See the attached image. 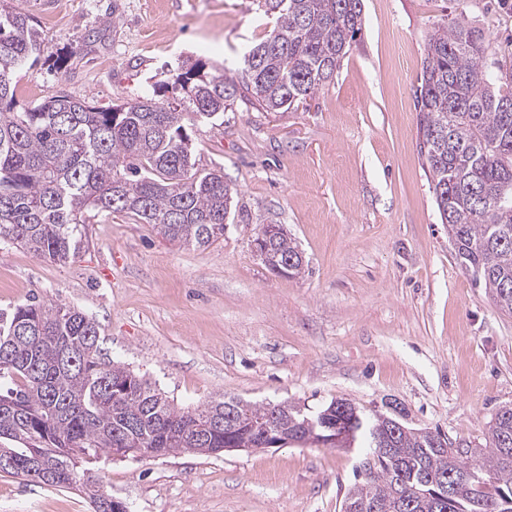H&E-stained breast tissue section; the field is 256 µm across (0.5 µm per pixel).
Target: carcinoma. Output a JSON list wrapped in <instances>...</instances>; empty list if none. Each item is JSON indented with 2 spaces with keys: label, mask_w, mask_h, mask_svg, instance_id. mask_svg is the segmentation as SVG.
I'll use <instances>...</instances> for the list:
<instances>
[{
  "label": "carcinoma",
  "mask_w": 512,
  "mask_h": 512,
  "mask_svg": "<svg viewBox=\"0 0 512 512\" xmlns=\"http://www.w3.org/2000/svg\"><path fill=\"white\" fill-rule=\"evenodd\" d=\"M275 17L244 58L237 78L195 62L166 99L99 107L69 95L19 102L17 75L44 52L33 18L0 4V242L66 263L84 247L86 224L124 214L170 241L208 247L224 238L234 188L224 173L198 167L185 123L216 120L247 92L268 111L299 106L333 78L362 28V0H259ZM487 46L464 16L429 39L416 108L419 148L431 173L441 222L462 266L495 306L512 314V66L486 65ZM0 417L5 473L77 488L94 512H113L76 459L93 463L114 448L203 453L250 448L249 426L268 421L270 404L224 395L194 408L175 406L147 381L102 356L98 326L83 312L37 296L0 309ZM299 443L341 422L375 447V433L399 424L393 447L378 455L346 494L342 512H512V406L489 423L485 446L434 451L439 433L395 414L362 411L340 398L315 413L288 401L278 412ZM461 453L455 497L438 503L434 483Z\"/></svg>",
  "instance_id": "1"
}]
</instances>
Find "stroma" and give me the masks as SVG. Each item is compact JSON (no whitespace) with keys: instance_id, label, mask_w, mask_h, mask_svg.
Here are the masks:
<instances>
[{"instance_id":"1","label":"stroma","mask_w":512,"mask_h":512,"mask_svg":"<svg viewBox=\"0 0 512 512\" xmlns=\"http://www.w3.org/2000/svg\"><path fill=\"white\" fill-rule=\"evenodd\" d=\"M46 46L17 96L98 106L151 98L182 67L238 76L268 31L258 0H24ZM362 31L333 79L297 108L236 100L191 127L201 167L237 194L224 238L185 247L115 214L64 264L0 242V308L31 295L95 321L107 357L193 409L225 395L314 410L345 398L453 442L481 443L512 404V315L461 265L418 145L416 90L438 26L465 16L512 47V0H363ZM64 68H54L57 55ZM265 224L304 271L255 254ZM360 449L288 445L103 459L94 476L127 512H341ZM0 512H93L79 491L0 473Z\"/></svg>"}]
</instances>
